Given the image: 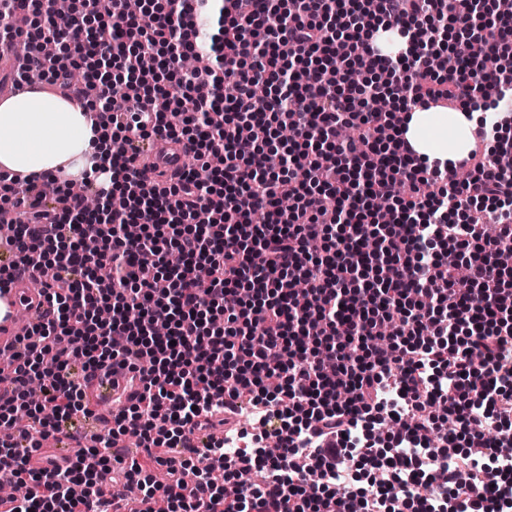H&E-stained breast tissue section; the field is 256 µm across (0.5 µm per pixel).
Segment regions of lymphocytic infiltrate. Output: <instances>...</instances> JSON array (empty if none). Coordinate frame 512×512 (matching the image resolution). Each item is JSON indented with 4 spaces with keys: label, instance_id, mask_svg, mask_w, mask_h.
Returning <instances> with one entry per match:
<instances>
[{
    "label": "lymphocytic infiltrate",
    "instance_id": "obj_1",
    "mask_svg": "<svg viewBox=\"0 0 512 512\" xmlns=\"http://www.w3.org/2000/svg\"><path fill=\"white\" fill-rule=\"evenodd\" d=\"M207 5L78 0L59 26L41 22L53 0H0V27L29 44L12 90L45 83L126 143L110 179L67 180L54 206L39 178L0 175L16 228L0 289L54 271L51 318L0 367V483L27 487L15 512H99L118 480L167 512H512V0H224L202 53L190 18ZM483 17L491 65L470 53ZM382 26L406 40L396 56ZM448 51L445 74L432 61ZM377 98L469 108L483 154L429 163ZM160 133L199 168L172 184L141 170L135 139ZM114 365L141 392L74 456L31 467L43 437L79 439L83 383ZM244 391L252 447H230L234 429L194 446ZM127 434L144 453L116 477Z\"/></svg>",
    "mask_w": 512,
    "mask_h": 512
}]
</instances>
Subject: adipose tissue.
Instances as JSON below:
<instances>
[{"label":"adipose tissue","instance_id":"1","mask_svg":"<svg viewBox=\"0 0 512 512\" xmlns=\"http://www.w3.org/2000/svg\"><path fill=\"white\" fill-rule=\"evenodd\" d=\"M407 139L419 155L456 161L466 156L471 123L460 110H413ZM110 140L96 132L85 112L63 96L23 88L0 100V171L77 177L91 170Z\"/></svg>","mask_w":512,"mask_h":512}]
</instances>
